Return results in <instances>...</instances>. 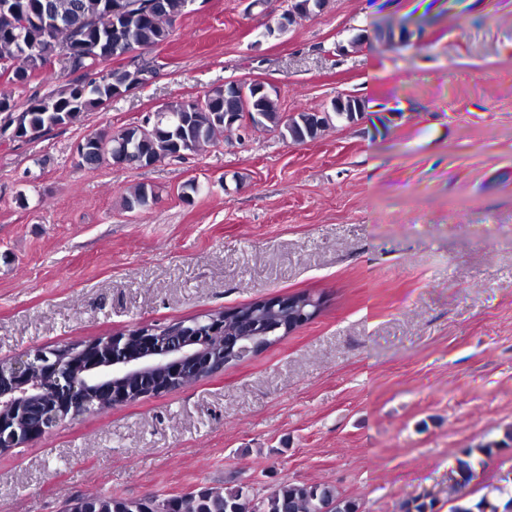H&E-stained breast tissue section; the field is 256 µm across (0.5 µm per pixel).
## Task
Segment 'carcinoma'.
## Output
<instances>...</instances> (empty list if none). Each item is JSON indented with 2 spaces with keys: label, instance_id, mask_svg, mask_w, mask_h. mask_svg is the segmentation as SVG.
Here are the masks:
<instances>
[{
  "label": "carcinoma",
  "instance_id": "obj_1",
  "mask_svg": "<svg viewBox=\"0 0 512 512\" xmlns=\"http://www.w3.org/2000/svg\"><path fill=\"white\" fill-rule=\"evenodd\" d=\"M108 0H0V77L16 84L14 77L23 72L24 81L48 68L47 50L66 47L76 32L83 34L80 52L66 62L72 70H85L92 75L87 83L71 82L32 100L23 110L16 109L11 94L0 93V129L15 132L25 139L34 132L46 133L67 125L82 113L120 96L135 83V71L127 67L108 69L109 60L125 57L133 50L146 52L167 42L174 22L181 17L188 0H149L153 8L132 20L119 21L122 36L106 44ZM66 22V25L35 23L41 13ZM414 35L403 23L387 22L375 28L374 40L390 49L408 44ZM335 111L326 116L315 112L286 115L280 111L277 92L264 91L251 96L247 108L253 112L255 129H268L293 143L319 138L334 119L354 124L365 110L363 99L338 95L333 100ZM242 111V102L232 84L215 87L201 96L168 102L145 127L141 124L112 134L100 130L88 136L77 151V165L95 168L104 163L128 160L130 167H144L180 158L213 144L233 127L229 115ZM157 193L145 186L129 187L122 194L125 210L133 212L149 207ZM309 308H284L274 300L253 301L224 314V330L238 333L249 328L250 334L275 327L286 333V327L301 318ZM512 443V426L505 429L501 440L480 442L465 448L448 470L449 512H498V506L487 497L474 502L465 488L474 479L476 466L493 449ZM82 512H358L355 500L339 494L332 486L306 482H284L261 497L255 496L244 483L222 487H201L178 497L161 499L154 494L126 499L111 495L90 494L78 499Z\"/></svg>",
  "mask_w": 512,
  "mask_h": 512
}]
</instances>
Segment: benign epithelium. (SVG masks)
Instances as JSON below:
<instances>
[{"label": "benign epithelium", "mask_w": 512, "mask_h": 512, "mask_svg": "<svg viewBox=\"0 0 512 512\" xmlns=\"http://www.w3.org/2000/svg\"><path fill=\"white\" fill-rule=\"evenodd\" d=\"M308 15L303 0H290L277 20L285 31ZM246 101L264 83H234ZM239 339L223 336L220 319L198 321L180 336L121 334L86 342L79 360H52L41 349L0 363V450L41 437L68 418L97 405L117 406L184 385L187 376L230 354L246 355Z\"/></svg>", "instance_id": "obj_1"}]
</instances>
